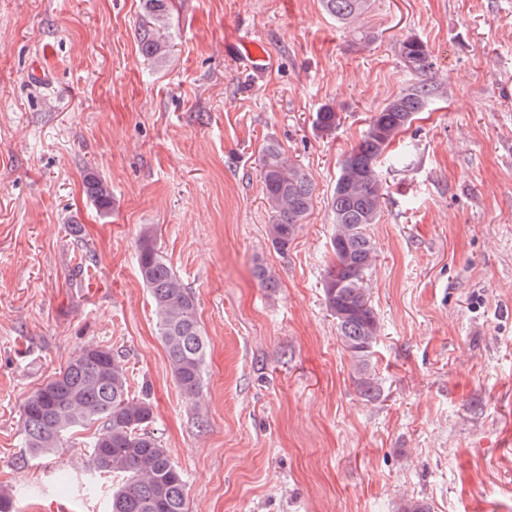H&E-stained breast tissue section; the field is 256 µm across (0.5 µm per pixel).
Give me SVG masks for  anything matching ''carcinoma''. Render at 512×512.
Here are the masks:
<instances>
[{
    "mask_svg": "<svg viewBox=\"0 0 512 512\" xmlns=\"http://www.w3.org/2000/svg\"><path fill=\"white\" fill-rule=\"evenodd\" d=\"M149 4L153 22L165 26L172 0H149ZM370 4L371 0H323L326 12L347 26L358 23ZM142 51L150 57L164 55L166 36L157 31L143 37ZM401 55L415 71L430 68L427 48L416 37L402 42ZM430 96L428 84L421 83L374 113L362 141L342 162L331 200L332 260L322 284L323 302L336 320L338 339L352 361L357 390L371 401L381 394L373 367L381 325L365 287L377 254L370 226L378 222L385 200L377 162L426 107ZM339 122V113L325 105L315 113L313 126L329 133ZM261 178L270 210L268 240L275 249L286 252L313 209L315 187L306 170L283 161L274 144L263 150ZM86 186L98 209L110 212L112 189L108 183L89 173ZM138 268L152 300L171 374L183 394L194 398L202 387L208 348L195 296L148 231L141 236ZM254 275L263 287H277L268 266L256 264ZM153 419L151 402L130 395L126 367L104 346L82 349L63 371L29 397L21 413L25 447L39 456L59 447L66 434L102 422L91 444L89 463L99 473L122 477L112 493L111 512H188L186 481L161 442L148 431Z\"/></svg>",
    "mask_w": 512,
    "mask_h": 512,
    "instance_id": "obj_1",
    "label": "carcinoma"
}]
</instances>
